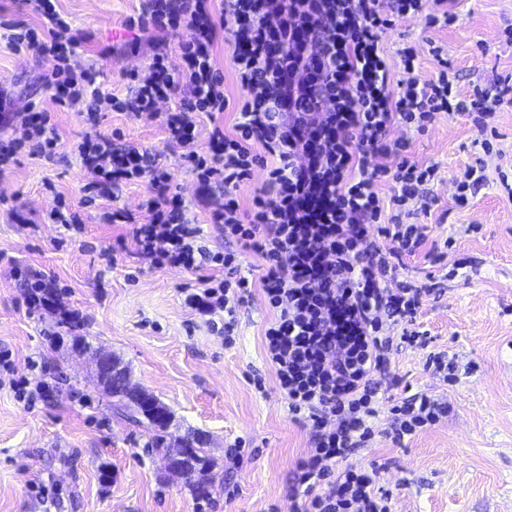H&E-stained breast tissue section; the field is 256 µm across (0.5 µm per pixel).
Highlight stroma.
I'll return each instance as SVG.
<instances>
[{
    "instance_id": "stroma-1",
    "label": "stroma",
    "mask_w": 512,
    "mask_h": 512,
    "mask_svg": "<svg viewBox=\"0 0 512 512\" xmlns=\"http://www.w3.org/2000/svg\"><path fill=\"white\" fill-rule=\"evenodd\" d=\"M73 27L92 36L73 63L94 67L103 89L126 95L129 73L152 53L148 32L127 28L145 18L146 0H58ZM457 20L428 29L417 18L396 21L383 36L393 70L399 44L434 39L462 88L512 74V0H455ZM111 49L101 57V49ZM44 68L35 54L0 46V91L12 110L41 104L62 139L54 161L22 152L0 175V350L17 373L0 371V512H288L296 467L311 442L309 427L294 420L264 354L270 313L260 288L238 307L232 332L223 318L207 323L184 303L191 274L156 268L136 255L127 224H105L96 208L84 211L85 231L66 239L42 216L58 198L79 206L84 172L73 150L86 126L84 104L56 105L42 88ZM100 129L120 130L127 141L161 150L185 200L197 185L181 152L165 150L156 122L125 112L103 113ZM477 135L463 114H441L415 135L412 160L435 163V203L412 216L434 239L453 237L444 259H408L413 275L444 276L441 292L425 297L420 321L428 347H404L389 371L397 402L416 392L447 397V421L403 441L378 436L347 463L377 469L380 486L397 512H512V200L489 183L469 205L454 202L455 182L475 162ZM473 233H462L465 225ZM115 263L107 265L103 250ZM39 273L51 284L49 304L29 309L18 273ZM445 350L473 363L474 371L447 385L425 366L429 352ZM118 357L131 383L173 413L170 432L206 437L215 482L208 498L168 473L151 448L146 422L118 414L117 398L99 384L93 354ZM36 362L27 371L28 362ZM49 385L35 402L18 399V376ZM261 376L264 391L253 385Z\"/></svg>"
}]
</instances>
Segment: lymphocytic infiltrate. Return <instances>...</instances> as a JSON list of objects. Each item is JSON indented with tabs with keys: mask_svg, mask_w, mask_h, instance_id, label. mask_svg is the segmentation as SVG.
Returning <instances> with one entry per match:
<instances>
[{
	"mask_svg": "<svg viewBox=\"0 0 512 512\" xmlns=\"http://www.w3.org/2000/svg\"><path fill=\"white\" fill-rule=\"evenodd\" d=\"M454 0H149L155 35L146 65L132 74L133 94L102 90L95 69L71 58L87 42L74 33L56 0H25L35 24L7 20V45L40 58L43 88L58 105L82 101L88 127L76 151L85 172L83 203L107 224H127L136 253L152 266L193 274L184 301L199 314L234 317L253 285H260L272 317L264 331L266 358L295 418L309 424L312 446L298 465L288 512H393L377 490V472L348 466L353 449L376 436L396 343L422 347L414 322L438 281L403 272L404 257L428 239L424 224L404 223L412 205L428 209L437 167L411 160L408 132H424L443 112L472 117L491 153L487 131L498 106L512 103V76L463 92L440 42L397 49L403 76L392 80L384 32L396 20L425 26L456 20ZM234 25L225 28V17ZM225 40L239 96L224 92L215 46ZM177 46L180 65L168 61ZM437 63L417 75L421 53ZM180 96L171 112L160 100ZM235 109L232 132L222 116ZM129 112L160 122L166 149H183L200 187L199 199L231 249L211 251L188 218L172 174L158 151L123 143L99 131L100 113ZM210 130L194 149L201 121ZM401 136H394V129ZM60 135L50 114L29 104L16 117L0 101V173L20 150L53 159ZM396 166H387V159ZM265 187L250 207L236 190L255 168ZM393 181L382 193L384 181ZM144 183L140 215L116 207L115 191ZM224 187L215 196L212 187ZM256 255L259 281L241 276L242 252ZM447 401L425 393L392 407L394 439L415 435L446 418Z\"/></svg>",
	"mask_w": 512,
	"mask_h": 512,
	"instance_id": "f902f5d3",
	"label": "lymphocytic infiltrate"
}]
</instances>
